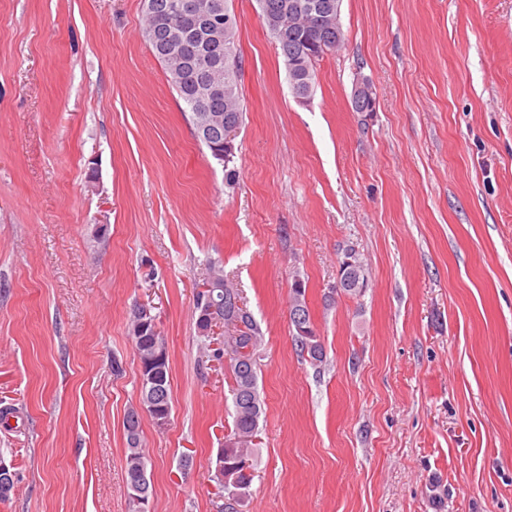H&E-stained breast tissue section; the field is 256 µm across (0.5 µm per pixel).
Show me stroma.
Here are the masks:
<instances>
[{
  "mask_svg": "<svg viewBox=\"0 0 512 512\" xmlns=\"http://www.w3.org/2000/svg\"><path fill=\"white\" fill-rule=\"evenodd\" d=\"M228 8L232 188L144 0H0V512H132L140 304L171 367L168 423L141 417L147 510L220 512L233 404L194 308L211 263L263 333L243 512H512V0H343L305 105L259 0ZM362 80L375 111L353 108ZM297 280L319 362L294 345ZM347 260H351L353 265L348 264ZM340 272V280L343 283L342 291L350 295L359 294L364 286V278H361L362 266L352 249L345 254L344 260L340 263ZM134 413H135V409H134V407H132L127 411V415H126L127 454H126V459H125V463H126L125 469H126V474H127L128 487H131V484L134 481L135 475L138 472V470L140 469V467L147 466L146 458L140 448L139 430L136 433L135 437L132 436L137 431L138 417L137 416L131 417L129 419L128 427H127V418H128V416H130L131 414H134ZM128 428H129V430H128ZM138 428H140V421L138 423Z\"/></svg>",
  "mask_w": 512,
  "mask_h": 512,
  "instance_id": "35a3bbf8",
  "label": "stroma"
}]
</instances>
